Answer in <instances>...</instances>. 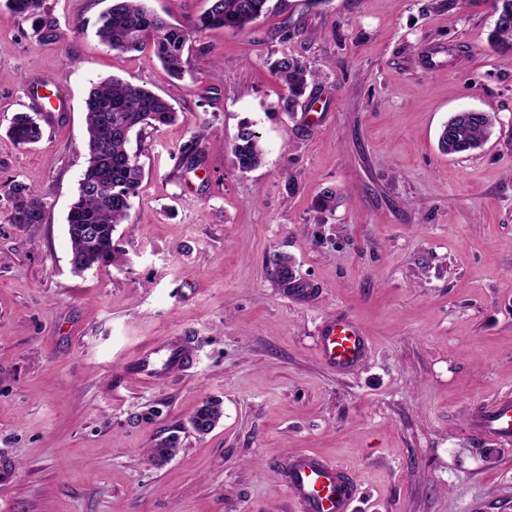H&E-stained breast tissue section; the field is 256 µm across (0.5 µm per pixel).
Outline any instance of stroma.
I'll return each instance as SVG.
<instances>
[{
    "instance_id": "obj_1",
    "label": "stroma",
    "mask_w": 512,
    "mask_h": 512,
    "mask_svg": "<svg viewBox=\"0 0 512 512\" xmlns=\"http://www.w3.org/2000/svg\"><path fill=\"white\" fill-rule=\"evenodd\" d=\"M47 4L62 32L48 45L0 0V457L16 464L0 512H293L282 463L299 450L351 475L354 512H512V446L466 425L512 390V49L488 43L493 0H269L251 31L193 37L180 79L99 42L110 0ZM284 50L320 73L293 101L266 65ZM30 75L70 107L21 146L6 130ZM113 76L178 119L128 145L144 177L113 237L123 264L78 276L84 101ZM463 109L494 134L442 154ZM245 124L266 150L247 173L230 149ZM13 181L42 197L43 223H9ZM282 255L312 297L270 278ZM342 317L371 345L345 374L318 355ZM175 336L192 365L139 377L140 353ZM209 397L224 418L201 437L190 419ZM172 433L178 454L146 464Z\"/></svg>"
}]
</instances>
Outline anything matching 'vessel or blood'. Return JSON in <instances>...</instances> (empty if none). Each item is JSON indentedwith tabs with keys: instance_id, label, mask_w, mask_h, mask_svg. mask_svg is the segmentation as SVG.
<instances>
[{
	"instance_id": "1",
	"label": "vessel or blood",
	"mask_w": 512,
	"mask_h": 512,
	"mask_svg": "<svg viewBox=\"0 0 512 512\" xmlns=\"http://www.w3.org/2000/svg\"><path fill=\"white\" fill-rule=\"evenodd\" d=\"M369 351V338L349 318L328 321L322 332L320 356L330 367L346 372L358 366ZM467 427L472 436L512 445V391L497 393L489 402L470 408ZM286 485L295 512H352L355 484L340 466L305 452L284 463Z\"/></svg>"
}]
</instances>
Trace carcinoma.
Masks as SVG:
<instances>
[{
  "label": "carcinoma",
  "instance_id": "obj_1",
  "mask_svg": "<svg viewBox=\"0 0 512 512\" xmlns=\"http://www.w3.org/2000/svg\"><path fill=\"white\" fill-rule=\"evenodd\" d=\"M268 0H208L207 9L186 24H173L151 13L142 0H111L98 20L100 41L123 53L149 49L176 77L185 72L184 52L191 37L206 30L223 28L246 31L267 12ZM15 15L31 21L33 34L44 43L60 39L56 17L46 0H7ZM497 18L489 41L494 48H512V0H496ZM288 90L289 98L304 95L317 75L300 60L282 54L269 63ZM87 166L67 216L71 243L72 270L81 274L101 265H118L122 257L113 245L117 226L129 223L133 199L138 195L143 169L137 156L128 150L133 133L176 121L178 112L164 97L143 86L119 78L94 85L85 98ZM51 113H41L35 121L25 112L12 118L9 138L17 145L35 144L42 138V123ZM495 119L472 110L456 112L438 132V148L446 155L469 152L482 147L492 136ZM238 168L247 172L259 166L265 149L261 136L245 124L231 144ZM12 224H41L45 217L42 198L28 186L15 183L9 188ZM272 275L283 288H301L289 257L276 262ZM224 417L222 402L208 399L196 410L191 426L199 436L212 432ZM180 439L171 434L147 450L148 461L161 467L179 451Z\"/></svg>",
  "mask_w": 512,
  "mask_h": 512
}]
</instances>
